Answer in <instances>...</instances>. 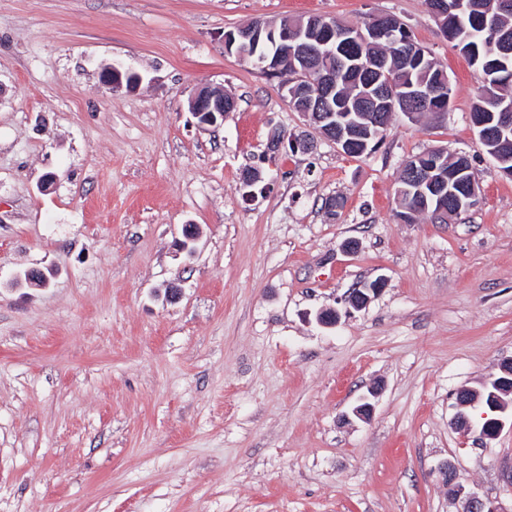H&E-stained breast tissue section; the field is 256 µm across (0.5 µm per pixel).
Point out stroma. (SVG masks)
I'll list each match as a JSON object with an SVG mask.
<instances>
[{
    "mask_svg": "<svg viewBox=\"0 0 512 512\" xmlns=\"http://www.w3.org/2000/svg\"><path fill=\"white\" fill-rule=\"evenodd\" d=\"M383 13L453 97L360 157L224 49L257 19ZM112 63L141 85H102ZM480 84L427 0H0V512H462L445 462L512 512V430L452 423L512 357V178L470 123ZM202 86L235 100L219 126L188 109ZM274 127L313 150L269 153ZM432 149L471 159L482 203L402 222L401 169ZM45 268L48 287H11ZM383 286L384 281L381 278L366 283L363 288L358 289L354 294L349 296L348 299H345V304L356 310L365 308L371 298L377 295Z\"/></svg>",
    "mask_w": 512,
    "mask_h": 512,
    "instance_id": "stroma-1",
    "label": "stroma"
}]
</instances>
